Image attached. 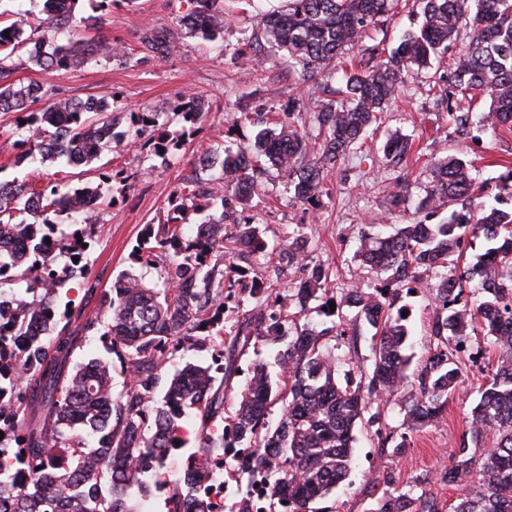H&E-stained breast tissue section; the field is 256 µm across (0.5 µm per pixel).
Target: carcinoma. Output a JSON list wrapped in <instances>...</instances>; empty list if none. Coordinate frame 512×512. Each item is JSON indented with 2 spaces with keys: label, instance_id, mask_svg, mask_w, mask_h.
I'll return each instance as SVG.
<instances>
[{
  "label": "carcinoma",
  "instance_id": "cac0c4a2",
  "mask_svg": "<svg viewBox=\"0 0 512 512\" xmlns=\"http://www.w3.org/2000/svg\"><path fill=\"white\" fill-rule=\"evenodd\" d=\"M41 17L18 12L0 23V112L18 113L22 138L11 143L14 165L32 160L73 165L72 156L94 139L97 150L82 164L94 163L112 143L110 103L97 98H68L43 85L14 78L13 60L25 50L27 61L42 70H69L93 61L127 60L121 46L88 38L82 30H97L114 0H99V14L72 25L69 13H56V0H40ZM208 13V26L198 30L184 25L188 37L215 41L224 38V0H196ZM398 0H289L288 12L261 16L262 33L276 52H284L288 73L302 83L316 85L318 77L336 68L344 51L356 45L368 30L384 24ZM423 21L394 49H377L366 60L340 62L345 84L339 99L310 104L300 97L297 109L309 114L317 134L309 140L283 120L280 128H264L237 151H225L217 162L199 157L200 170L210 173L194 185L175 188L166 218L158 229L146 228L133 258L141 265L158 262L172 248L174 258L163 267L162 286L132 274L120 276L112 289L98 297L105 310L109 350L128 359L132 384L112 397L109 363L91 361L71 365L73 350L83 342L91 323L83 322L85 309H57L60 290L84 275L75 261L90 248L99 230L96 215L76 211L74 200L92 189L96 201L116 202L112 184L128 186L124 169L100 176L96 186L71 187L63 183L38 185L36 180L0 183V512H143L129 505V491L141 486L146 465L164 467L170 449L182 440V418L193 410L200 418V444L227 448L246 443L237 457V471L251 481L266 482L268 506L278 503L288 512H314L316 499L330 493L350 473L354 430L364 413L380 419L389 400L404 395L405 425L418 430L437 421L463 376L460 354L471 333L483 336L499 351L500 364L471 409L470 429L450 456L445 479L465 487L452 512H512V169L500 177L498 192L477 181L459 157L435 161L421 207L445 205L448 220L441 224H397L388 236L361 239L359 261L380 277L372 292L349 288L341 297L330 296L318 308L336 316L337 335H346L341 307L355 309L353 324L375 329L372 336V371L356 382L336 379V365L321 339L329 329L294 324L275 312L250 314L236 336L277 342L288 337L279 353L283 381L272 382L264 365L256 364L240 393L239 405L224 436L215 440L209 425L224 415V392L215 386L212 368L187 363L170 379L162 401L155 399L159 371L169 348H190L200 343L197 332L221 323L224 293L238 287L259 305L268 304L265 280L249 276L239 264L224 272V244L232 243L245 262L266 252V242L251 220L231 208L246 204L255 189L256 174L272 167L284 178L286 191L302 204L320 201L326 178L339 161L363 144L367 128L379 112L400 98L406 72L424 67L431 58L447 54L461 24L469 41L450 56L448 80L470 99L487 97L490 106L481 123L493 131H512V0H422ZM42 30L33 39L26 29ZM9 34H4V31ZM67 34L59 41V34ZM142 43L158 57L178 48L171 33L147 28ZM181 124L174 137L156 112H131L132 125L151 131L154 152L171 153L199 133L203 112L196 98L182 96L172 108ZM412 149L405 138L384 146L387 163L401 164ZM407 178L395 180L386 192L388 204L405 205ZM483 197L481 208L473 200ZM230 210L231 222L196 225L194 236L183 234L186 214L203 212L215 202ZM23 206L29 220L12 223ZM19 234L23 251L3 248V240ZM483 236L489 243L477 261L458 267L466 242ZM280 260L303 276L293 282L291 297L304 315L318 291L330 281L329 269L310 265L309 240L294 238L279 251ZM442 269L436 286L435 319L425 375L416 392L408 390L409 358L404 344L409 330L402 310L395 309L399 290L419 280L428 270ZM15 282L26 284V296L5 290ZM335 311H329L331 306ZM282 404L278 425L271 429L266 416L271 405ZM98 435L97 447L79 454L73 467L60 456L76 447L70 431L76 427ZM204 471L192 464L180 478V490L170 499L169 512H212L201 493ZM386 489L377 512H441L426 493L394 486Z\"/></svg>",
  "mask_w": 512,
  "mask_h": 512
}]
</instances>
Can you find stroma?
Segmentation results:
<instances>
[{"instance_id":"35a3bbf8","label":"stroma","mask_w":512,"mask_h":512,"mask_svg":"<svg viewBox=\"0 0 512 512\" xmlns=\"http://www.w3.org/2000/svg\"><path fill=\"white\" fill-rule=\"evenodd\" d=\"M283 4L284 0H235V16L224 27L222 45L187 37L180 52L159 58L147 54L140 39L143 30L164 27L180 32L181 17L192 10L189 0H115L100 34L118 42L129 54L130 63L103 60L78 69L49 73L28 63L19 70L21 82L43 84L64 97L107 99L119 117L114 133L121 144L103 151L100 163L107 168H123L134 176L129 188L116 191L115 204L101 207L98 217L101 232L83 259L86 275L61 290V302L85 304L87 288L109 289L117 277L127 273L156 280L157 270L136 263L132 251L146 225L156 223L166 210L174 188L195 178L197 157L206 150H220L252 138L257 126L250 122V115H261L267 124L274 122L303 93V86L281 65L254 23L256 14ZM419 13L416 0H403L387 24L369 32L347 51V58L360 59L365 49L378 43L390 48L396 46L404 33L417 29L421 21ZM447 68V63H435L406 76L400 101L381 113L366 144L351 151L337 165L328 183L329 194L318 204L292 202L285 195L283 180L275 170L262 173L264 192L249 201L246 213L271 251L255 260V275L266 280L273 278V267L278 263L277 245L288 238L303 236L310 241L314 262L335 270L337 287L369 288L376 283L377 276L354 257L361 234L376 233L386 224L427 221V213L417 211L416 206L425 194V171L434 160L457 155L479 180L497 182L503 172L502 161H512V133L488 131L476 140L467 134L453 133L448 103L440 97L442 76ZM184 94L198 98L205 114L203 132L186 140L179 151L164 157L136 146V130L127 119L128 113L145 110L169 119L171 104ZM394 134L415 144L414 153L398 170L388 166L383 150L387 139ZM400 171L408 174L411 188L404 208L393 211L386 207L382 189ZM33 172L39 173L43 180L62 179L75 186L99 181L97 172L82 175L74 167L38 163L17 167L12 153L0 151L1 182L21 179ZM440 279L439 272H430L411 290L402 291L397 300L407 313L406 352L411 357L407 373L413 383L417 382L429 352L435 287ZM85 306L86 315L93 319L94 325L87 331L82 346L74 351L72 362L80 365L96 358L109 360L112 390L117 394L125 392L131 384L130 371L123 356L108 353L106 349L102 336L106 314L96 305ZM253 307L249 300H227L222 330L205 331L202 347L170 353L161 371L160 379L165 382L189 362L215 367V375L224 378L227 391L224 418L210 427L217 434L223 433L226 421L232 420L237 395L253 364L274 360L275 346L261 340L244 346L235 339L239 320ZM372 335V328L363 324L357 335L328 338L327 348L335 355L339 372L359 366L370 368ZM221 356L232 361L235 368L232 376H225L223 370L217 369V359ZM497 359V353L482 337H473L470 349L460 356L463 377L459 387L449 396L441 419L425 428L406 431L401 403L393 401L382 428L394 436H406L407 446L399 452L381 451L378 428L360 424L355 431L350 481L317 500L316 512H374L383 490L370 487L368 477L386 472L399 487L415 484L444 507L455 504L460 489L445 482L443 475L452 451L469 428L478 389L495 371ZM199 426L198 417L186 418V443L172 449L163 469L150 477L145 512H168L170 490L200 453L196 436ZM214 457L217 466L223 469L224 480L223 488L213 499L214 506L217 512H231L235 502L246 493V481L235 469L232 449L215 452Z\"/></svg>"}]
</instances>
